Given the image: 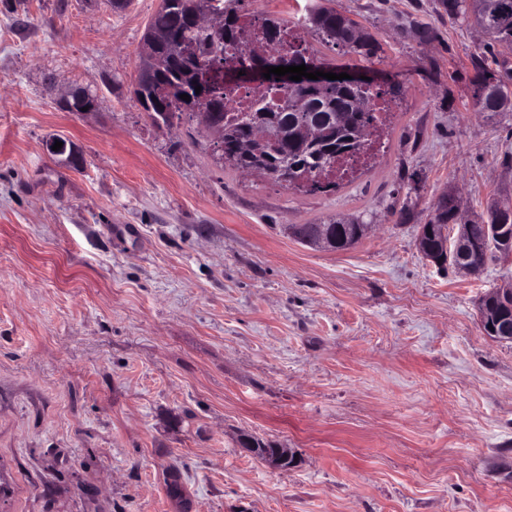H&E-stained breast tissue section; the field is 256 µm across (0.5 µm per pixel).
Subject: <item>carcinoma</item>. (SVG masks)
<instances>
[{
  "instance_id": "obj_1",
  "label": "carcinoma",
  "mask_w": 512,
  "mask_h": 512,
  "mask_svg": "<svg viewBox=\"0 0 512 512\" xmlns=\"http://www.w3.org/2000/svg\"><path fill=\"white\" fill-rule=\"evenodd\" d=\"M450 20L474 24L491 41L512 45V0H441ZM205 8L223 17L219 31H209L193 24L191 16ZM312 31L321 44L344 55L373 58L381 44L370 32L363 30L349 17L330 7H322L290 25L274 16L261 17L258 28L246 30L241 15L221 0H160L151 17L145 43H154L161 55L159 68L153 73H139L135 95L155 125L193 119L191 112L199 106L195 86L213 83L211 88L213 117L224 124V164L241 171L257 163L276 172L288 170L292 179L304 180L301 188L310 194L336 189L338 181L327 183L320 175L337 159L353 156L364 149L363 137L349 139V129H369L373 108L369 100L384 96L388 102L398 98L402 89L393 85L386 90H369L347 86L307 87L294 94L283 92L273 105H262L249 112L226 108V86L216 83V67L224 59H237L241 68L250 66L251 58L241 55L245 47L278 41L299 64L325 63L309 50L305 34ZM474 76L472 107L477 112H512V86L505 76L512 72V63L496 62L492 68L480 55L471 57ZM187 94L185 101L180 95ZM265 125L271 138L256 146L257 152L241 149L252 142L255 127ZM509 221L501 205L490 206L479 219L470 221L467 237V258L486 263L488 257L501 252L495 226ZM462 217L456 206L437 202L426 224L421 226L424 237L438 233L445 224H460ZM332 234V249L347 250L360 241L363 223L356 219L324 220Z\"/></svg>"
}]
</instances>
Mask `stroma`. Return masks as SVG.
<instances>
[{"label":"stroma","mask_w":512,"mask_h":512,"mask_svg":"<svg viewBox=\"0 0 512 512\" xmlns=\"http://www.w3.org/2000/svg\"><path fill=\"white\" fill-rule=\"evenodd\" d=\"M159 3L0 0V512H512V343L477 308L512 259L470 276L417 245L442 194L512 203V112L470 106L472 54L512 46L440 0H234L336 8L382 53L324 60L403 84L385 151L305 195L216 165L198 122L151 123L133 87ZM75 82L96 113L59 108ZM328 217L370 230L288 235ZM314 224H326L329 227L334 241L331 250L336 251L347 250L353 247L360 241L363 233V223L359 222L357 219L344 220L329 218L306 225ZM244 434L249 445L247 448H242L246 453L257 454L259 452L257 448H261V451L271 452H273L277 448H280L276 443L264 441L263 439L249 433ZM292 461V465L289 466L288 464ZM262 462L269 469L274 471L295 468L299 463L298 459H295V454L290 448H280L276 450L274 453L263 452Z\"/></svg>","instance_id":"1"}]
</instances>
